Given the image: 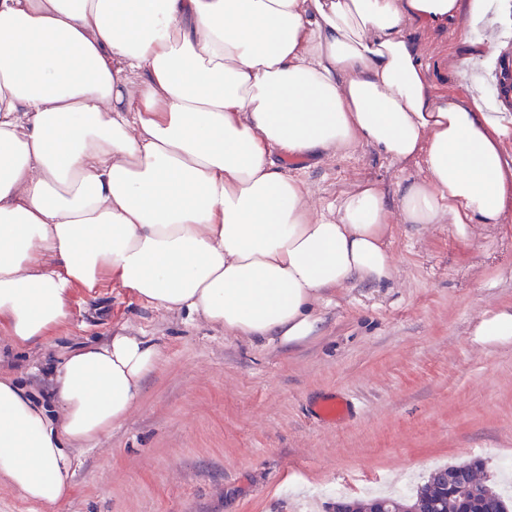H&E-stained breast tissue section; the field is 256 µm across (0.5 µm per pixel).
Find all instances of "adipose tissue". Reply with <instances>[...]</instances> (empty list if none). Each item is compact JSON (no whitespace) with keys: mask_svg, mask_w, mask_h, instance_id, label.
I'll return each instance as SVG.
<instances>
[{"mask_svg":"<svg viewBox=\"0 0 512 512\" xmlns=\"http://www.w3.org/2000/svg\"><path fill=\"white\" fill-rule=\"evenodd\" d=\"M486 0H0V324L12 346L69 316L73 288L129 290L261 344L391 272L392 224H502L497 113L433 92L415 32ZM367 147L405 175L315 204L290 159ZM157 345L64 356L50 412L0 374V478L66 499L72 448L127 419Z\"/></svg>","mask_w":512,"mask_h":512,"instance_id":"adipose-tissue-1","label":"adipose tissue"}]
</instances>
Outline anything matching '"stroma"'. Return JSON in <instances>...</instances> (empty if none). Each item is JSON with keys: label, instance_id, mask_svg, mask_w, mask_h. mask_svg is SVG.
<instances>
[{"label": "stroma", "instance_id": "obj_1", "mask_svg": "<svg viewBox=\"0 0 512 512\" xmlns=\"http://www.w3.org/2000/svg\"><path fill=\"white\" fill-rule=\"evenodd\" d=\"M496 34L487 67L472 41ZM436 93L493 105L512 117L495 84L512 67V0H487L467 35L430 32ZM300 166L314 200L361 180L395 189L402 175L371 149ZM390 278L328 291L318 330L298 345L254 346L199 315L143 306L122 288L73 289L70 317L39 344L16 349L0 328V370L39 398L47 369L69 351L114 334L161 351L130 417L73 449L69 498L38 505L0 482V512H335L355 498L420 484L437 466L484 460L499 481L512 458V342L477 345L483 313L512 312V223L392 224ZM335 395L344 421L313 406Z\"/></svg>", "mask_w": 512, "mask_h": 512}]
</instances>
